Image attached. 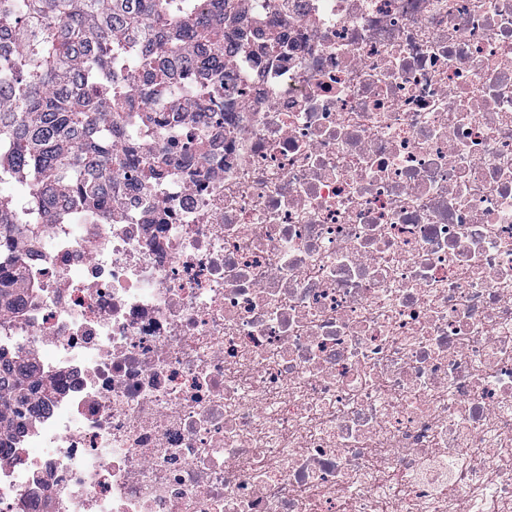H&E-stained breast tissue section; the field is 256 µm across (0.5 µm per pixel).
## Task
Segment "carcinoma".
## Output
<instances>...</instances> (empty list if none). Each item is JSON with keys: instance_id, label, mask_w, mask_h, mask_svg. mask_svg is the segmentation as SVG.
Masks as SVG:
<instances>
[{"instance_id": "1", "label": "carcinoma", "mask_w": 512, "mask_h": 512, "mask_svg": "<svg viewBox=\"0 0 512 512\" xmlns=\"http://www.w3.org/2000/svg\"><path fill=\"white\" fill-rule=\"evenodd\" d=\"M0 0V34L15 44L0 51V181L34 191L37 210L62 199L101 192L113 156L90 116L123 108L121 73L143 85L169 79L170 66L195 48L213 69L224 68V15L236 0ZM13 197L0 196V237L32 233L36 213L20 215ZM16 284L0 275V310ZM29 385L12 375L0 353V434L10 431Z\"/></svg>"}]
</instances>
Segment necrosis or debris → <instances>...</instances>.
<instances>
[{
  "instance_id": "obj_1",
  "label": "necrosis or debris",
  "mask_w": 512,
  "mask_h": 512,
  "mask_svg": "<svg viewBox=\"0 0 512 512\" xmlns=\"http://www.w3.org/2000/svg\"><path fill=\"white\" fill-rule=\"evenodd\" d=\"M68 221L0 512H512V0H241Z\"/></svg>"
}]
</instances>
